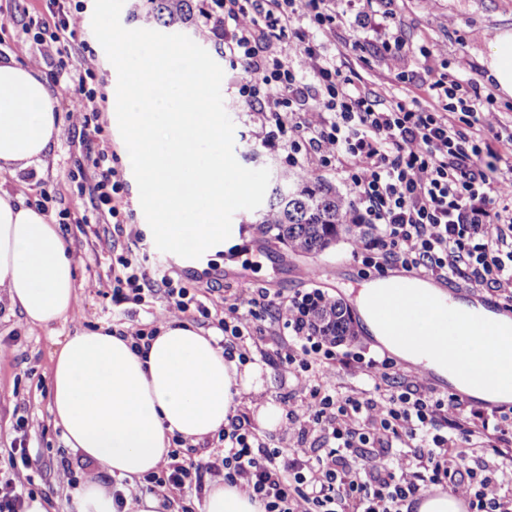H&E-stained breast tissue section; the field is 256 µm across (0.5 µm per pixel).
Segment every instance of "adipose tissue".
Instances as JSON below:
<instances>
[{
  "label": "adipose tissue",
  "instance_id": "adipose-tissue-1",
  "mask_svg": "<svg viewBox=\"0 0 512 512\" xmlns=\"http://www.w3.org/2000/svg\"><path fill=\"white\" fill-rule=\"evenodd\" d=\"M482 64L484 79L512 98V29L495 33ZM60 133L46 79L16 60H0V170L44 162ZM76 260L57 225L19 196L0 192V300L27 324L46 327L67 318L76 301ZM405 301L411 333L398 338L375 317L381 295ZM447 294L418 278L393 276L365 282L354 297L373 338L400 360L448 380L486 401L512 399L506 389L474 390L455 372L465 356L484 370L512 367V318L491 315L493 332L436 331ZM261 389L255 366L225 355L216 333L186 322L162 326L134 352L110 330L83 332L60 344L51 375L50 412L70 447L112 476L134 479L154 472L172 438L198 444L227 427L243 394ZM204 512H264L238 485L212 483Z\"/></svg>",
  "mask_w": 512,
  "mask_h": 512
}]
</instances>
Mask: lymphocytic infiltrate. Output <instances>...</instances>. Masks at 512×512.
Masks as SVG:
<instances>
[{"label": "lymphocytic infiltrate", "instance_id": "f902f5d3", "mask_svg": "<svg viewBox=\"0 0 512 512\" xmlns=\"http://www.w3.org/2000/svg\"><path fill=\"white\" fill-rule=\"evenodd\" d=\"M208 2L203 23L223 29L224 55L240 67L239 93L265 145L304 152V172L340 175L360 220L376 226V246L354 249L364 264L464 278L512 302V162L483 161L468 133L448 119L456 110L473 111L479 93L434 80L428 90L443 105L438 112L413 100L385 101L357 83L340 55L329 51L337 19L355 0ZM48 10L50 22L33 40H17V52L30 53L35 43L67 51L81 28V6L48 0ZM65 75L73 88L68 118L95 139L102 133L92 123L95 56L81 57ZM106 160L104 151L87 150L75 176L96 217L119 231L124 184ZM112 274L113 304L145 300L148 280L131 255L115 257ZM158 278L165 303L152 328L127 330L136 352L154 338L156 326L211 313L198 288L175 280L168 268ZM259 308L271 309L274 324L294 333L276 352L279 369L304 394L301 404L289 406L285 432L320 433L332 446L273 448L257 429L234 421L218 456L189 462L171 452L146 477L154 492L199 493L205 474L220 473L252 491L264 512H402L409 497L434 486L467 499L470 512H512V492L499 490L512 481V423L477 410L463 413L458 397L433 391L392 358H339L334 343L307 331L297 301L264 288L221 298L218 325L241 361H252L259 345L253 325ZM340 368L361 376L365 388L339 392ZM468 455L482 457L483 468L462 469ZM9 456L13 465L0 470V512H26L24 469L31 458L25 439L12 442Z\"/></svg>", "mask_w": 512, "mask_h": 512}]
</instances>
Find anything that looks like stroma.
Instances as JSON below:
<instances>
[{
    "label": "stroma",
    "mask_w": 512,
    "mask_h": 512,
    "mask_svg": "<svg viewBox=\"0 0 512 512\" xmlns=\"http://www.w3.org/2000/svg\"><path fill=\"white\" fill-rule=\"evenodd\" d=\"M191 5L193 13L180 31L205 48L224 71L221 90L225 109L235 125L237 161L249 169H268L273 175L283 170L298 171V164L288 162L285 150L262 144L260 128L239 95L237 72L222 53V33L202 32L198 13L201 0H191ZM82 6V27L66 57L53 52L37 66L52 88L61 127L47 163L33 173L0 172V190L22 196L26 202L45 205L48 222L58 225L77 259V305L67 319L33 328L19 313L10 312L0 303V468L9 466L8 451L17 436L14 425L18 417H25L33 461L31 489L46 502L47 512H79L71 487L56 480L61 459L82 462L80 453L65 444L62 428L55 424L49 410L52 356L58 341L100 328L125 330L149 324L153 312L163 303L158 294L140 305H113V257L133 250L151 282L156 279L157 265L163 263L186 282L209 271L220 274L219 286L227 291L267 288L288 298L316 290L343 298L351 286L376 277L375 270L354 258L351 245L344 242L308 259L288 253L278 243L259 244L248 210L237 211L232 218L241 227L242 245L215 258H202L200 267L182 266L171 254L158 250L135 200L133 175L125 164V143L111 120L117 73L92 31L94 0H82ZM386 10L390 29L397 31L404 44L397 67H390L389 55L379 39L362 42L363 32L351 16L337 25L336 38L330 46L331 51L342 53L347 67L367 89L388 101L414 98L420 106L433 109L438 102L427 93V75L442 74L463 84L476 79L482 83V96L488 97L492 111L498 112L504 133H512V99L501 98L493 86L483 83L480 64L497 30L512 27V0H435L430 7L424 0H388ZM48 17L46 0H0V58L15 54L13 44L23 27L39 30ZM88 53L98 60L95 88L102 133L94 146L107 152L108 166L119 171L125 184L122 206L127 222L119 235L109 224L97 225L93 230L85 225L84 218L91 213L88 198L81 195L70 176L75 160L85 152V142L81 131L74 129L68 119L67 104L73 90L63 81L60 71L62 64H73ZM136 240L141 243L137 250L132 247ZM336 263L348 267L340 282L324 277L305 282L296 275L298 268L308 264L323 267Z\"/></svg>",
    "instance_id": "stroma-1"
}]
</instances>
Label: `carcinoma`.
Instances as JSON below:
<instances>
[{
  "instance_id": "carcinoma-1",
  "label": "carcinoma",
  "mask_w": 512,
  "mask_h": 512,
  "mask_svg": "<svg viewBox=\"0 0 512 512\" xmlns=\"http://www.w3.org/2000/svg\"><path fill=\"white\" fill-rule=\"evenodd\" d=\"M157 18L175 25L190 14V0H151ZM255 230L264 242H277L299 257L317 256L340 241L351 245L375 241V225L364 224L349 205L347 196L313 174L277 175L269 203L254 218ZM308 309L311 330L336 342L356 335L348 307L319 292Z\"/></svg>"
}]
</instances>
